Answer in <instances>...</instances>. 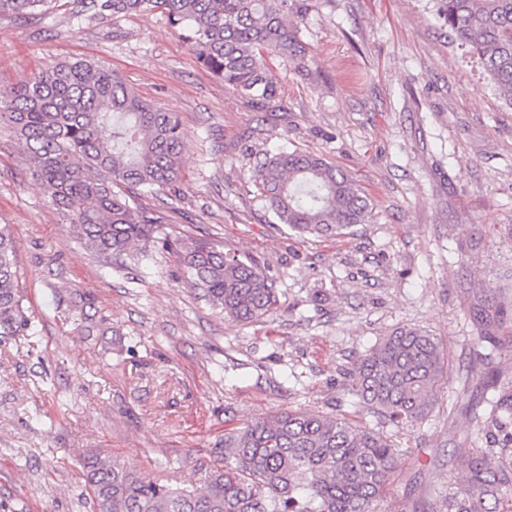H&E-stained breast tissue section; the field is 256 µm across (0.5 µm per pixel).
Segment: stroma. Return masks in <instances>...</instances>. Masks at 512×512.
Wrapping results in <instances>:
<instances>
[{
  "label": "stroma",
  "instance_id": "obj_1",
  "mask_svg": "<svg viewBox=\"0 0 512 512\" xmlns=\"http://www.w3.org/2000/svg\"><path fill=\"white\" fill-rule=\"evenodd\" d=\"M304 71L271 60L282 100L257 109L196 60L160 12L0 17V87L63 60L104 64L176 113L181 175L143 198L163 222L147 268L85 251L0 123V224L14 236L28 330L0 336V501L15 512H92L80 460L119 457L149 480L197 484L224 428L296 410L391 436L378 512H428L486 447L469 414L485 374L512 377V106L477 57L448 42L430 0H304ZM323 156L373 217L323 241L279 223L256 159ZM248 255L275 282V313L227 320L190 288L178 242ZM437 336L448 369L425 421L383 424L349 391L354 361L394 329Z\"/></svg>",
  "mask_w": 512,
  "mask_h": 512
}]
</instances>
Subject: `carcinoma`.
<instances>
[{"instance_id":"1","label":"carcinoma","mask_w":512,"mask_h":512,"mask_svg":"<svg viewBox=\"0 0 512 512\" xmlns=\"http://www.w3.org/2000/svg\"><path fill=\"white\" fill-rule=\"evenodd\" d=\"M53 0H0V16L38 22ZM112 14L161 11L181 29L196 59L251 106L280 102L269 59L306 68L297 0H77ZM450 42L477 55L493 86L512 104V0H435ZM22 144L33 178L73 224L86 249L137 263L158 218L133 196L172 188L184 134L172 112L137 96L107 67L63 61L0 89V122ZM251 179L281 224L301 235L340 238L369 222L373 205L354 181L323 157L282 151L264 156ZM190 285L224 316L258 322L277 306L274 281L248 257L208 242L180 244ZM28 327L18 288L16 249L0 226V335ZM441 340L417 328L380 339L349 369L365 408L399 426L427 419L447 372ZM482 430L495 447L467 454L461 483L448 485L432 512H512V380L493 376ZM399 449L385 435L330 413L288 412L224 429V456L199 463L201 485L142 478L125 461L83 458L94 512H376Z\"/></svg>"}]
</instances>
